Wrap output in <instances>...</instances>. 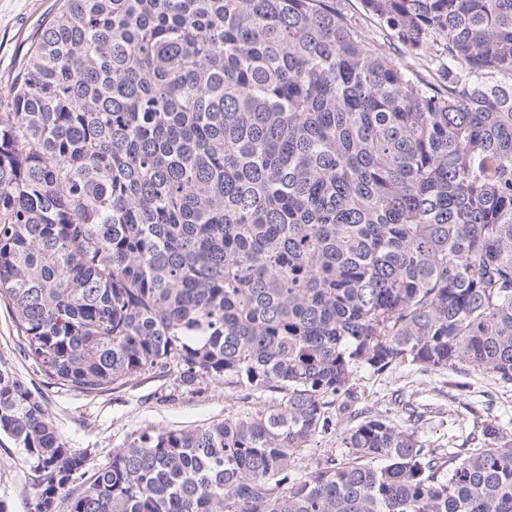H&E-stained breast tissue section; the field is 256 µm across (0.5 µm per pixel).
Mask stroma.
Listing matches in <instances>:
<instances>
[{
    "label": "stroma",
    "instance_id": "obj_1",
    "mask_svg": "<svg viewBox=\"0 0 512 512\" xmlns=\"http://www.w3.org/2000/svg\"><path fill=\"white\" fill-rule=\"evenodd\" d=\"M366 43L380 46L410 69L425 72V60L389 44L386 31L362 0H336ZM58 8L57 0H0V81L11 77L32 37ZM0 371L14 375L40 395L47 416L69 448L88 452L94 467L107 466L115 451L145 431L189 429L241 417L278 405L274 392L247 394L232 385L206 380L189 390L176 372H149L127 379L119 388L86 395L51 383L25 351L11 308L0 301ZM358 405L397 421L403 400L423 411L419 436L427 441L453 440L469 448L483 446L481 422L512 437V385L501 384L467 365L443 371L413 366L382 375L358 370L352 380ZM350 425L339 417L329 434L319 436L297 460V475H308L317 461L340 456L341 434ZM35 475L22 448L0 434V512H34Z\"/></svg>",
    "mask_w": 512,
    "mask_h": 512
}]
</instances>
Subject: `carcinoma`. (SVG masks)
Wrapping results in <instances>:
<instances>
[{
    "instance_id": "carcinoma-1",
    "label": "carcinoma",
    "mask_w": 512,
    "mask_h": 512,
    "mask_svg": "<svg viewBox=\"0 0 512 512\" xmlns=\"http://www.w3.org/2000/svg\"><path fill=\"white\" fill-rule=\"evenodd\" d=\"M62 0L0 92V300L54 383L177 370L274 391L102 468L0 373L34 512H512V440L367 413L294 475L359 369L512 383V0ZM336 8L354 24L366 43L380 46L382 50L390 54L391 58L410 69L427 74L428 66L424 58L418 59L405 53L404 49L397 45H389L387 32L380 26L376 18L370 15L362 0H335Z\"/></svg>"
}]
</instances>
